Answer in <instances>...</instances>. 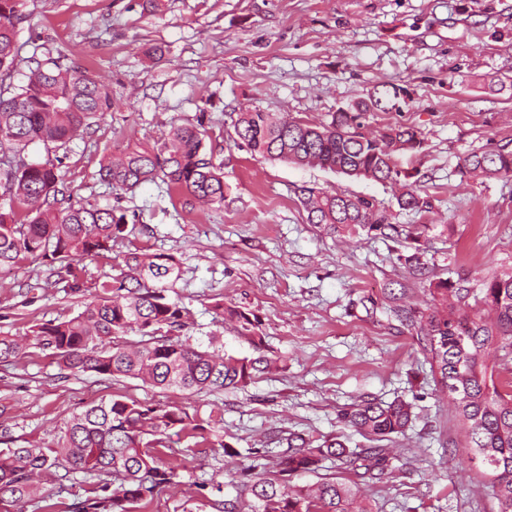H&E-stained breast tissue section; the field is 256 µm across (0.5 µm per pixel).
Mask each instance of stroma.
I'll use <instances>...</instances> for the list:
<instances>
[{"label":"stroma","instance_id":"1","mask_svg":"<svg viewBox=\"0 0 512 512\" xmlns=\"http://www.w3.org/2000/svg\"><path fill=\"white\" fill-rule=\"evenodd\" d=\"M24 13V55L35 43L74 55L112 91L111 112L62 159L74 200L120 204L144 228L114 241L111 256L80 262L76 294L55 285L38 259L0 274V336L29 346L25 358L0 364V435L20 446L53 444L73 414L112 397L174 403L203 417L222 412L234 456L192 452L180 441L181 478L146 509L192 512L198 483L232 493L247 449L285 451L292 433L369 447L342 411L399 396L415 419L386 441L385 473L356 482L357 508L497 512L492 478L464 446V423L386 306L395 293L426 309L432 283L448 280L469 288V310L484 278L512 273V177L481 182L459 169L470 151L512 147V0H162L155 12L143 0H26ZM382 85L404 88L400 108L368 113L365 123L421 133L412 166L417 188L434 198L431 212L399 209L400 186L271 162L234 139L242 109L318 124ZM197 121L224 170L222 207L190 209L159 181L132 193L98 181L104 155L155 145L171 123ZM304 187L374 198L400 233L339 235L307 223ZM135 248L181 261L176 291L191 310L192 343L252 355L234 323L213 314L216 304L236 305L259 317L277 368L242 389L196 394L69 377L31 347L36 324L76 315L116 274V257Z\"/></svg>","mask_w":512,"mask_h":512}]
</instances>
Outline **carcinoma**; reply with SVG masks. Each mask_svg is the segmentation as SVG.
Listing matches in <instances>:
<instances>
[{"label": "carcinoma", "mask_w": 512, "mask_h": 512, "mask_svg": "<svg viewBox=\"0 0 512 512\" xmlns=\"http://www.w3.org/2000/svg\"><path fill=\"white\" fill-rule=\"evenodd\" d=\"M25 0H0V272L26 258L57 267L68 282L73 264L112 251L128 224L139 216L119 206L99 207L72 202L58 174L60 157L76 137L112 111V92L86 68L43 45L27 57L28 73L14 83L22 45L17 25L24 19ZM404 89H374L367 97L331 113L328 122L308 124L282 112L248 109L237 113L235 134L247 151L270 161L319 167L347 177L399 184L402 210L428 213L433 198L399 167V157L421 152L424 139L411 127L389 126L377 133L365 129L364 115L399 104ZM203 122L171 127L156 148L129 147L109 158L98 171L102 183L131 192L157 180L185 195V204L222 206L224 172L205 144ZM41 145L43 162L29 159L28 149ZM461 172L478 180L512 175V149L472 151ZM300 204L310 224L333 232L397 227L375 201L341 191L304 187ZM119 274L102 282L77 315L35 326L33 346L55 357L70 376L92 373L103 379L133 378L151 388L210 393L247 387L275 361L264 354L258 317L235 306L217 305L215 315L236 323L239 335L256 357L219 354L191 344L182 332L190 310L170 295L181 276V263L166 253L131 250L117 263ZM470 289L446 280L435 285L438 304L418 311L390 301V316L415 333L437 385L451 398L467 425L465 448L494 472L498 512H512V380L504 383L488 364L491 352L512 354V273L493 276L484 284L481 306L459 312L455 302ZM140 336L134 346L120 338ZM24 354L20 343L0 337V363ZM345 423L377 442L361 453L337 438L318 445L299 434L288 436V453L274 470L258 450L242 468L244 480L226 495L221 485H198V510L211 512H361L353 509L354 489L336 480L314 488L290 486L292 476L315 471L328 457L371 474L388 462L380 442L403 434L412 422L413 405L362 400L341 413ZM220 414L203 418L184 407L151 401L110 399L87 406L72 416L53 446L0 449V512H14L21 503H40L47 486L95 482L77 496L70 512H140L180 477V464L167 452L172 437L194 445L221 448L230 444L217 435Z\"/></svg>", "instance_id": "cac0c4a2"}]
</instances>
